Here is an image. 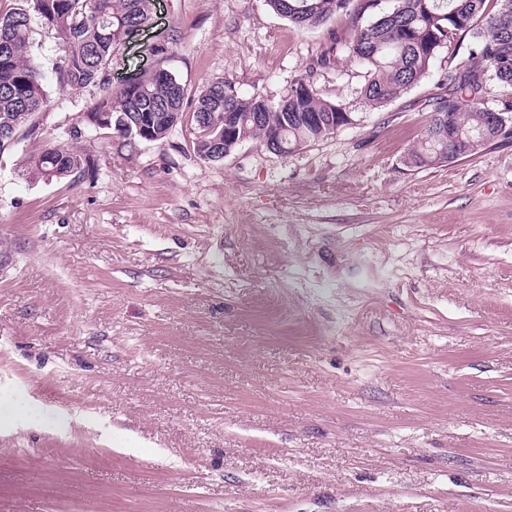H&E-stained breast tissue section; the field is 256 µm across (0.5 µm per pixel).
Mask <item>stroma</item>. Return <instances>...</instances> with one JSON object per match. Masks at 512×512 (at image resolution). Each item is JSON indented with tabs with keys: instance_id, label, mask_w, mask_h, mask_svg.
<instances>
[{
	"instance_id": "stroma-1",
	"label": "stroma",
	"mask_w": 512,
	"mask_h": 512,
	"mask_svg": "<svg viewBox=\"0 0 512 512\" xmlns=\"http://www.w3.org/2000/svg\"><path fill=\"white\" fill-rule=\"evenodd\" d=\"M348 18L302 29L266 0H153L112 80L277 103L300 75L351 125L223 161L178 125L98 138L59 91L53 31L35 135L0 154V512H512V142L418 168L457 35L381 108L362 66L316 59ZM76 150L48 182L27 160ZM32 172L46 181L72 176L84 168L86 159L73 150L62 147L43 149L29 160Z\"/></svg>"
}]
</instances>
